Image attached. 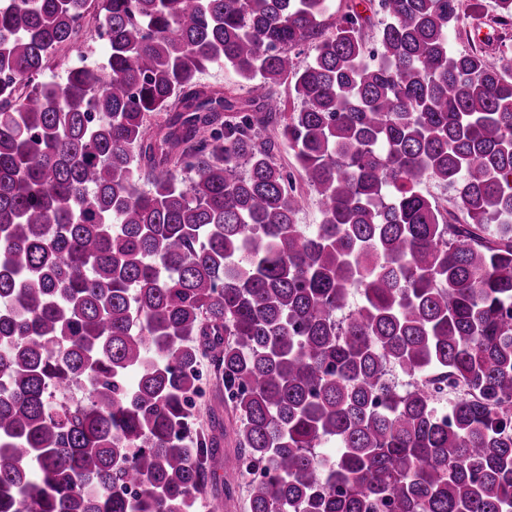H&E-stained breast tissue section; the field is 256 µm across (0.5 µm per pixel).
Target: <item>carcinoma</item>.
Returning <instances> with one entry per match:
<instances>
[{"label":"carcinoma","instance_id":"carcinoma-1","mask_svg":"<svg viewBox=\"0 0 512 512\" xmlns=\"http://www.w3.org/2000/svg\"><path fill=\"white\" fill-rule=\"evenodd\" d=\"M327 2L0 0V512H512V47Z\"/></svg>","mask_w":512,"mask_h":512}]
</instances>
